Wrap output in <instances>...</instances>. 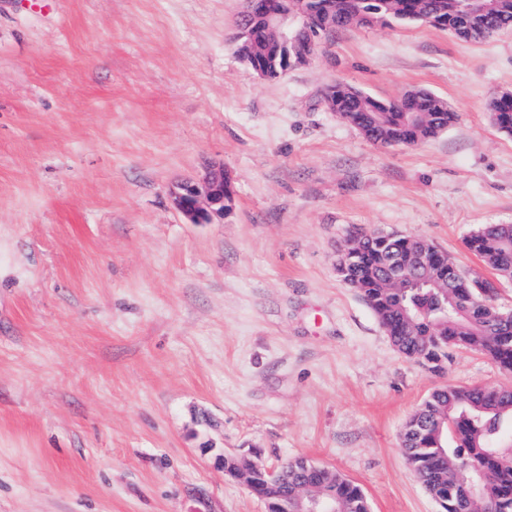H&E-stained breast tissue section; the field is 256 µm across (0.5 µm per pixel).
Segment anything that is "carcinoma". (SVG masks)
I'll return each instance as SVG.
<instances>
[{
    "mask_svg": "<svg viewBox=\"0 0 512 512\" xmlns=\"http://www.w3.org/2000/svg\"><path fill=\"white\" fill-rule=\"evenodd\" d=\"M353 12L336 17V24L311 28L307 42L330 41L353 26L362 25L360 16L384 17L387 24L409 25L416 21L441 31L448 26L434 22L437 11L448 8V0H350ZM512 28V10L476 29V41ZM324 98L331 110L350 114L352 122L377 118L378 129L365 136L382 147L409 146L448 128L456 119L436 96L403 97L387 101L376 97L361 99L352 88L329 86ZM411 110L425 113L422 126L408 122ZM467 248L481 257L498 276L512 280V224H485L466 239ZM436 246L424 239L397 233L368 231L340 258L342 280L354 288L373 310L396 349L409 359L431 358L441 363L454 349H468L486 355L501 369L512 371V321L480 303L469 304L471 294L484 292L494 300L493 286L486 280L468 278L448 282V257L433 260L431 284L410 288L399 280V268L412 261L416 252ZM401 447L421 483L430 488L440 512H512V390L494 386L441 387L431 392L413 413L401 440ZM466 462L468 476L462 478L459 464ZM282 481L270 484L256 476V468L237 457L224 461V473L248 475L258 492L280 508L284 495H293L302 484V494L311 498L336 500V512H370L364 491L340 473L317 469L297 460L279 467Z\"/></svg>",
    "mask_w": 512,
    "mask_h": 512,
    "instance_id": "carcinoma-1",
    "label": "carcinoma"
}]
</instances>
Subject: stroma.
I'll return each instance as SVG.
<instances>
[{
	"instance_id": "obj_1",
	"label": "stroma",
	"mask_w": 512,
	"mask_h": 512,
	"mask_svg": "<svg viewBox=\"0 0 512 512\" xmlns=\"http://www.w3.org/2000/svg\"><path fill=\"white\" fill-rule=\"evenodd\" d=\"M242 0H0V512H267L224 455L305 458L371 512H439L400 432L441 386L512 389L455 350L401 355L336 272L352 232L429 240L502 280L465 240L512 224V30L354 27L260 78ZM342 82L457 112L380 148L324 102ZM229 209L193 224L172 189L210 164Z\"/></svg>"
}]
</instances>
